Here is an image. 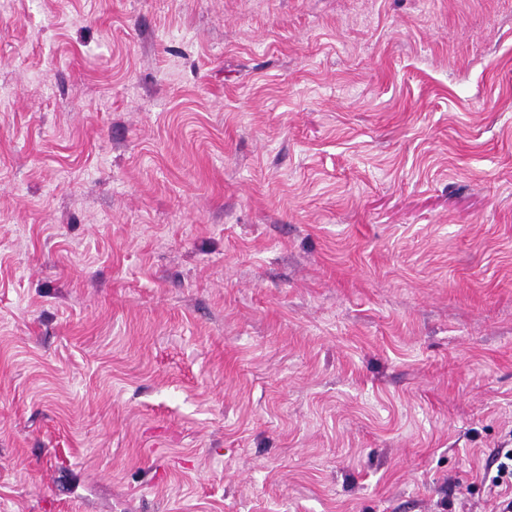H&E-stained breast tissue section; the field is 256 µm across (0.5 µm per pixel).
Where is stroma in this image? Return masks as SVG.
<instances>
[{
    "label": "stroma",
    "instance_id": "obj_1",
    "mask_svg": "<svg viewBox=\"0 0 512 512\" xmlns=\"http://www.w3.org/2000/svg\"><path fill=\"white\" fill-rule=\"evenodd\" d=\"M512 0H0V512H491Z\"/></svg>",
    "mask_w": 512,
    "mask_h": 512
}]
</instances>
